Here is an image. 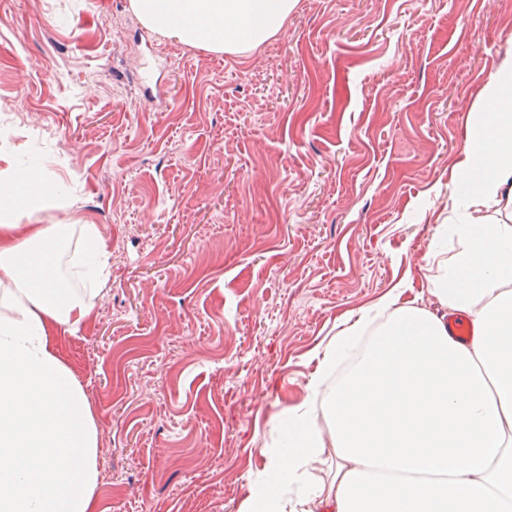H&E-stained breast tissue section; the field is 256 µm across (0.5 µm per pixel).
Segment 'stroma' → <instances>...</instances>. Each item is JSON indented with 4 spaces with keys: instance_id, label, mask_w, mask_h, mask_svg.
Masks as SVG:
<instances>
[{
    "instance_id": "1",
    "label": "stroma",
    "mask_w": 512,
    "mask_h": 512,
    "mask_svg": "<svg viewBox=\"0 0 512 512\" xmlns=\"http://www.w3.org/2000/svg\"><path fill=\"white\" fill-rule=\"evenodd\" d=\"M512 65V0H297L216 53L130 0H0V170L41 161L111 253L54 335L97 428L96 512H237L317 362L428 254L470 110Z\"/></svg>"
}]
</instances>
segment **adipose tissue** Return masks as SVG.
Listing matches in <instances>:
<instances>
[{
  "label": "adipose tissue",
  "mask_w": 512,
  "mask_h": 512,
  "mask_svg": "<svg viewBox=\"0 0 512 512\" xmlns=\"http://www.w3.org/2000/svg\"><path fill=\"white\" fill-rule=\"evenodd\" d=\"M145 25L217 52L254 48L296 0H130ZM456 168L452 217L430 252V293L474 337L402 304L394 290L347 335L376 339L336 384L324 351L309 397L239 512H512V69L484 89ZM30 164L0 174V512H93L97 432L85 392L54 349L83 324L107 248L92 224H34L47 186ZM329 483L305 476L323 448Z\"/></svg>",
  "instance_id": "adipose-tissue-1"
}]
</instances>
